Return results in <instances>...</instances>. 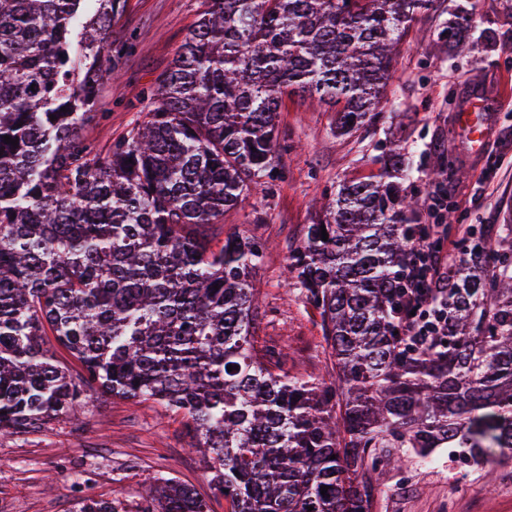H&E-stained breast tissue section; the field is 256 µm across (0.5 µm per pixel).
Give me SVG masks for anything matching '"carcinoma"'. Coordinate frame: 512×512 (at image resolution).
Wrapping results in <instances>:
<instances>
[{
  "label": "carcinoma",
  "mask_w": 512,
  "mask_h": 512,
  "mask_svg": "<svg viewBox=\"0 0 512 512\" xmlns=\"http://www.w3.org/2000/svg\"><path fill=\"white\" fill-rule=\"evenodd\" d=\"M120 4L0 0V431H34L99 392L153 400L188 418L233 512H373L376 464L398 448L511 462L512 232L480 227L448 268L442 332L406 336L416 228L402 155L338 185L287 266L320 316L328 382L282 373L258 346L266 244L231 235L215 250L209 236L273 172L282 97H316L341 134L371 122L434 0H202L151 111L101 150L83 130L104 117ZM48 332L79 373L43 347ZM206 510L163 478L139 512ZM77 512L125 510L87 497Z\"/></svg>",
  "instance_id": "1"
}]
</instances>
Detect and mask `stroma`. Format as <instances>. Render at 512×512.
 I'll return each mask as SVG.
<instances>
[{"label": "stroma", "mask_w": 512, "mask_h": 512, "mask_svg": "<svg viewBox=\"0 0 512 512\" xmlns=\"http://www.w3.org/2000/svg\"><path fill=\"white\" fill-rule=\"evenodd\" d=\"M202 0H125L112 24L115 42L133 48L100 92L104 117L85 129L99 146L123 135L151 109L147 92L169 67ZM467 16L474 27L456 54L448 30ZM486 105L488 134L470 145L458 114L475 101ZM281 151L271 179L237 209L225 212L213 239L223 245L238 232L267 242L253 276L259 300L256 333L281 352L284 371L330 378L333 362L322 340L318 312L291 288L286 265L319 203L343 181L378 173L390 149H400L412 171L417 204L413 223L430 224L426 207L436 187L448 190L457 221L443 248L459 253L466 229L487 225L500 234L512 225V0H435L411 24L388 89V103L369 125L336 132V114L308 96L283 97L278 112ZM452 169L433 173L434 162ZM184 415L153 402L95 395L79 425L52 420L29 433H0V512H75L92 495L122 501L138 512L160 478H176L207 504L232 512L216 493L200 458L190 450ZM374 512H512V462L493 481L449 449L431 464L414 456L381 469Z\"/></svg>", "instance_id": "1"}]
</instances>
